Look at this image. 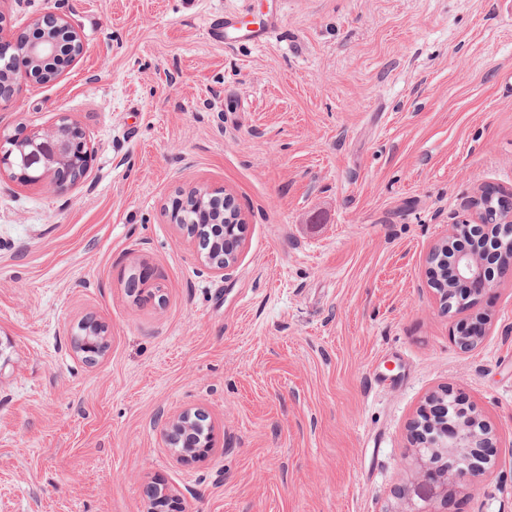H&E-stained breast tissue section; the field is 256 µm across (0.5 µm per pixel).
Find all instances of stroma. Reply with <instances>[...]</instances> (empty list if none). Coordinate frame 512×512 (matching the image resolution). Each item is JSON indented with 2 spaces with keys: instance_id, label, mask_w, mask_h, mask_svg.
Instances as JSON below:
<instances>
[{
  "instance_id": "stroma-1",
  "label": "stroma",
  "mask_w": 512,
  "mask_h": 512,
  "mask_svg": "<svg viewBox=\"0 0 512 512\" xmlns=\"http://www.w3.org/2000/svg\"><path fill=\"white\" fill-rule=\"evenodd\" d=\"M86 51L22 83L0 132L77 122L59 193L0 173V512H396L408 425L448 388L502 436L447 512H512V276L453 340L426 256L478 187L512 188V0H0ZM265 32L263 45L239 27ZM245 218L230 278L170 221L193 188ZM108 327L96 362L78 324ZM216 446L177 459L164 421Z\"/></svg>"
}]
</instances>
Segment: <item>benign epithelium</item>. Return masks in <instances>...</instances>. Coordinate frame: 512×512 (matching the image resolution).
Segmentation results:
<instances>
[{"instance_id": "7a95c632", "label": "benign epithelium", "mask_w": 512, "mask_h": 512, "mask_svg": "<svg viewBox=\"0 0 512 512\" xmlns=\"http://www.w3.org/2000/svg\"><path fill=\"white\" fill-rule=\"evenodd\" d=\"M85 50L83 36L64 15L46 12L39 16L33 20L21 50L0 65V102L11 101L22 80L43 84L56 81L61 76V59L75 60ZM88 152L83 133L66 117L48 131H32L23 138L0 136V165L7 166L12 177L28 178L32 183L45 181L60 192L86 176ZM207 199L214 200L208 190H190L176 205L172 223H181L183 209H206ZM497 200L499 205H490L492 197L478 189L470 213L448 225V233L428 252L427 261L434 262L436 273L432 290L446 311L455 305L474 307L486 289L496 286V259L508 261L512 269V189L498 194ZM237 220L236 224H226L222 209L214 207L210 211L209 223L219 233L212 247L216 252H230L222 263L206 261L216 275H229L238 263L245 220L241 216ZM85 327L98 329L103 340L97 351L90 350L91 344H83L84 354L91 359L105 355L109 347L105 326L92 321ZM482 338L480 327L466 324L458 329L455 342L461 350L471 351ZM449 407L446 388L426 396L415 422L417 441L411 453L409 479L393 490L401 505L395 512H438L436 504L448 503V491L456 481L482 479L490 463L486 449L499 447L497 431L480 418L474 407L460 406L451 419ZM201 418L200 410L186 409L166 422L169 440L182 441L177 456L197 458L205 449L215 447L212 434H195V423ZM174 498L171 487H152L147 512H162Z\"/></svg>"}]
</instances>
